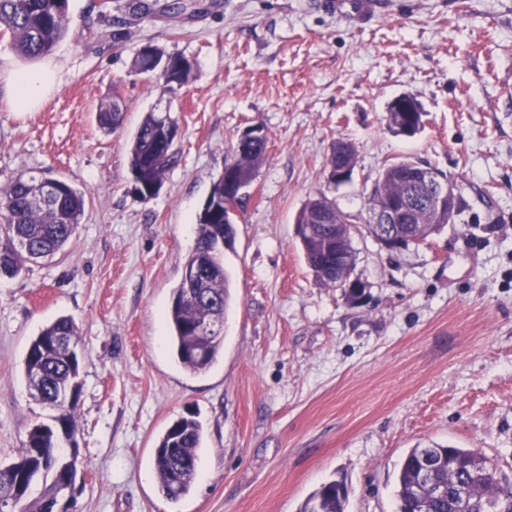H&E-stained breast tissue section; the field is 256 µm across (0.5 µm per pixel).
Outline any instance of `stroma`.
<instances>
[{"label":"stroma","instance_id":"stroma-1","mask_svg":"<svg viewBox=\"0 0 512 512\" xmlns=\"http://www.w3.org/2000/svg\"><path fill=\"white\" fill-rule=\"evenodd\" d=\"M95 2L69 0L67 34L41 61L58 85L36 110L13 102L30 63L0 39V182L49 172L87 195L72 249L0 279V462L53 421L23 362L32 337L69 316L84 355L78 512H299L335 478L346 512H395L405 455L437 444L478 449L512 481V0H409L367 25L318 0H184L179 14L154 0L144 18L112 0V23ZM147 43L186 58L189 84L146 81L135 53ZM116 89L126 111L108 135L95 113ZM399 95L423 109L415 136L386 125ZM151 110L177 122L180 160L143 200L128 140ZM253 126L268 152L224 253V348L192 374L165 313L202 204ZM339 139L357 164L336 186ZM405 157L447 174L460 205L441 233L392 253L362 228L374 179ZM321 192L355 227L363 303L304 260L295 218ZM189 415L203 445L192 492L173 503L154 450ZM345 143H348L350 145V147L353 148L351 156H352V159L354 162V165H353V167H354L357 164L355 149L351 143H349V142H345ZM344 154L345 153H344V150L342 147L339 148L337 151H335V145H334L331 149L330 157L328 158V168L329 169L332 167L334 169L336 168V171L332 175L333 181H336V182L346 181L352 177L353 172L355 173L356 166L354 169H351V166H352L351 163H347L345 166H336L337 160H338V162H340L341 160L344 159ZM336 158H337V160H336Z\"/></svg>","mask_w":512,"mask_h":512}]
</instances>
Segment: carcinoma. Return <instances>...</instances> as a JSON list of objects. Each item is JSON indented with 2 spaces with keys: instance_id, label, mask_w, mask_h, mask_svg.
<instances>
[{
  "instance_id": "carcinoma-1",
  "label": "carcinoma",
  "mask_w": 512,
  "mask_h": 512,
  "mask_svg": "<svg viewBox=\"0 0 512 512\" xmlns=\"http://www.w3.org/2000/svg\"><path fill=\"white\" fill-rule=\"evenodd\" d=\"M68 0H0V26L10 35L15 52L28 60L50 55L66 36ZM140 73L149 82L169 90L188 83L192 67L178 55H164L150 44L137 56ZM126 103L120 94L101 102L96 119L99 128L111 134L121 128ZM178 130L169 115L145 113L129 142L128 159L133 182L144 187L163 184L168 171L179 162L176 138L160 139L164 129ZM268 141H238L225 163L237 180L251 185L266 159ZM397 163L383 168L374 187L388 199H421L424 191L411 172L392 173ZM327 212L314 213L316 201L308 200L299 210L295 233L305 261L315 278L342 288L355 265L352 237L336 241L347 214L336 202L320 195ZM224 175L213 182L197 219V238L184 263L188 276L173 289L166 318L178 364L192 374L208 370L224 345V321L233 301L232 279L224 267L220 240L235 237L233 225L224 224ZM86 211V193L69 182L43 175H20L0 185V277L20 275L38 258L64 251L76 238ZM403 235L404 247L440 233L445 225L435 223V213L424 204L416 212V223L394 224ZM79 345L75 321L62 316L35 336L24 359V372L34 396L58 411L62 433L77 428V394L66 399V390L79 376L80 358L70 350ZM60 436L54 428L36 424L30 441L16 460L0 466V500L13 494L16 482L25 491L39 479L51 478L39 497L22 504L20 512H53L66 494L69 468L52 463V448ZM202 428L191 416L174 420L160 437L154 453L160 490L176 502L192 489L197 472ZM467 501L460 506V491ZM397 512H512V483L502 480L497 468L481 452L471 448L439 446L413 448L405 456L395 488ZM348 498L344 479L327 481L314 490L299 512H345Z\"/></svg>"
}]
</instances>
